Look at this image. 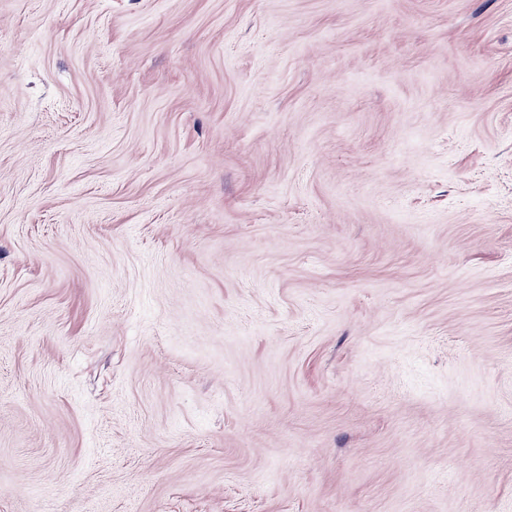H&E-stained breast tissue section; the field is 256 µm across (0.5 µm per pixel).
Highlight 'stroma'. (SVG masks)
I'll return each mask as SVG.
<instances>
[{
	"instance_id": "stroma-1",
	"label": "stroma",
	"mask_w": 512,
	"mask_h": 512,
	"mask_svg": "<svg viewBox=\"0 0 512 512\" xmlns=\"http://www.w3.org/2000/svg\"><path fill=\"white\" fill-rule=\"evenodd\" d=\"M0 512H512V0H0Z\"/></svg>"
}]
</instances>
